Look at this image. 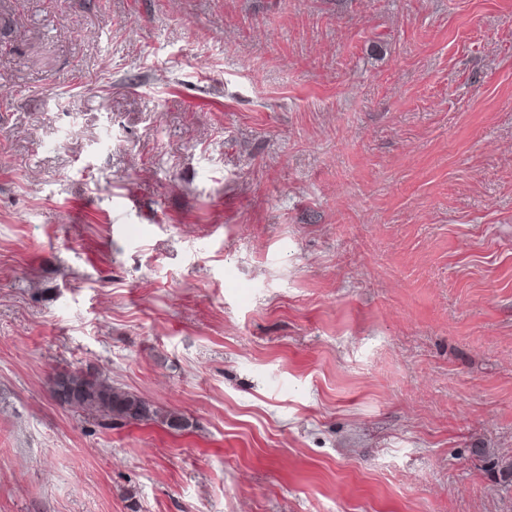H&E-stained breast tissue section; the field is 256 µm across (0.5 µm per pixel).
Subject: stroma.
<instances>
[{
	"mask_svg": "<svg viewBox=\"0 0 512 512\" xmlns=\"http://www.w3.org/2000/svg\"><path fill=\"white\" fill-rule=\"evenodd\" d=\"M0 512H512V0H0ZM52 393L62 405L97 413L111 422L132 425L160 421L174 431L186 427L181 415L153 408L140 396L112 387L99 373L60 374L53 380Z\"/></svg>",
	"mask_w": 512,
	"mask_h": 512,
	"instance_id": "35a3bbf8",
	"label": "stroma"
}]
</instances>
